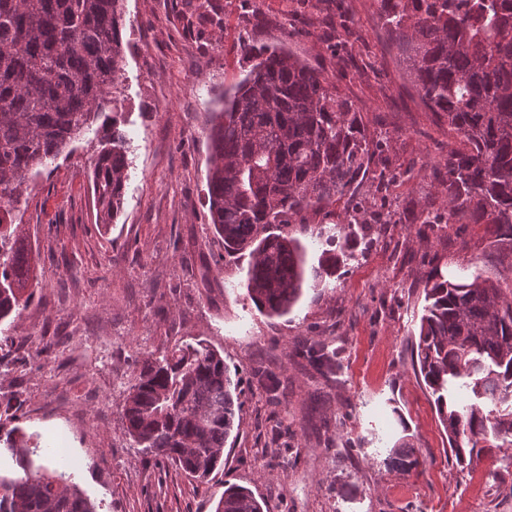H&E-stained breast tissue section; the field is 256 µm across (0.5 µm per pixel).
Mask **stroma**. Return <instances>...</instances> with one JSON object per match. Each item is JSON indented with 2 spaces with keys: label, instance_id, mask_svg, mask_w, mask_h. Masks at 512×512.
Masks as SVG:
<instances>
[{
  "label": "stroma",
  "instance_id": "obj_1",
  "mask_svg": "<svg viewBox=\"0 0 512 512\" xmlns=\"http://www.w3.org/2000/svg\"><path fill=\"white\" fill-rule=\"evenodd\" d=\"M201 2H123L137 46L112 90L131 142L111 227L96 224L90 133L32 177L13 210L28 228L34 298L0 322V337L24 342L0 357V389L22 378L26 401L0 435L17 424L39 432L41 455L72 473L98 512H214L228 482L251 489L263 512H512V449L457 467L410 352L424 273L478 270L512 288V245L483 224L441 232L415 222L420 208L445 209V162L459 140L422 102L376 0H214L205 24ZM247 45L285 46L359 105L368 139L391 135L355 194L305 212L308 262L322 250L315 225L371 197L381 168L399 175V223L355 236L354 259L281 317L259 312L244 271L217 264L224 247L210 225L211 110L244 76ZM306 336L335 349L328 378L297 356ZM196 338L223 355L242 403L224 468L205 483L146 459L122 426L136 360ZM259 362L279 376V404L252 376ZM401 439L418 467L394 455Z\"/></svg>",
  "mask_w": 512,
  "mask_h": 512
}]
</instances>
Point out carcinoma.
Masks as SVG:
<instances>
[{
	"instance_id": "carcinoma-1",
	"label": "carcinoma",
	"mask_w": 512,
	"mask_h": 512,
	"mask_svg": "<svg viewBox=\"0 0 512 512\" xmlns=\"http://www.w3.org/2000/svg\"><path fill=\"white\" fill-rule=\"evenodd\" d=\"M123 0H0V321L27 307L28 254L11 218L29 176L95 131L97 222L117 219L128 178V135L109 109L124 62ZM392 44L423 103L448 122L463 147L448 151L446 224L491 225L512 241V0H377ZM250 70L218 99L209 131L207 196L224 241V264L246 265L248 296L269 316L302 293L305 259L293 220L350 192L376 156L358 106L283 47H243ZM319 227L325 248L315 285L347 260L359 222ZM426 306L412 341L414 370L434 397L455 464L483 444H512V291L475 272L424 276ZM299 356L332 371L328 347L310 338ZM271 394L275 375L253 368ZM224 356L203 340L143 358L125 398V431L136 448L205 481L224 466V443L241 402ZM4 443L20 477L0 475V512H97L64 471L36 466L34 435L22 427ZM215 512H263L253 493L225 486Z\"/></svg>"
}]
</instances>
